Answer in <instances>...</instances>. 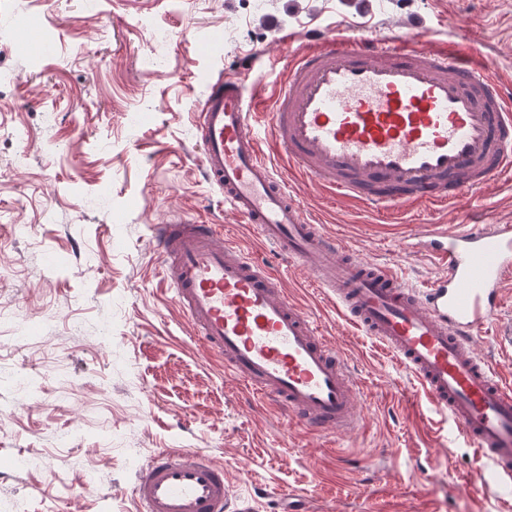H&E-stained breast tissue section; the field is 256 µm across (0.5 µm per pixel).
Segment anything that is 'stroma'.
<instances>
[{
  "label": "stroma",
  "instance_id": "stroma-1",
  "mask_svg": "<svg viewBox=\"0 0 512 512\" xmlns=\"http://www.w3.org/2000/svg\"><path fill=\"white\" fill-rule=\"evenodd\" d=\"M428 47L468 41L512 80V0H0V512H135L134 475L161 448L224 467L234 512H512L462 498L483 469L416 377L348 323L204 181L193 112L212 76L269 102L312 33ZM291 189L342 247L427 287L428 225L512 222V187L398 215ZM223 224L268 261L342 350L357 435L315 432L225 374L164 294L153 225Z\"/></svg>",
  "mask_w": 512,
  "mask_h": 512
}]
</instances>
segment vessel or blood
<instances>
[{"label":"vessel or blood","instance_id":"b4317fda","mask_svg":"<svg viewBox=\"0 0 512 512\" xmlns=\"http://www.w3.org/2000/svg\"><path fill=\"white\" fill-rule=\"evenodd\" d=\"M252 98L214 76L194 112L201 166L263 244L297 263L346 319L378 340L448 414L490 470L461 478L458 496L512 490V381L477 355L512 286V225L433 226L425 243L441 275L412 289L387 265L343 249L303 216L298 174L382 213L445 208L512 178V86L455 48H420L399 30L381 39L313 34L288 56L270 104L275 159L264 158ZM161 281L196 341L226 373L309 428L354 435L364 419L346 357L291 302L280 277L219 224L184 217L155 225ZM137 512H227L233 490L206 454L164 448L134 478Z\"/></svg>","mask_w":512,"mask_h":512}]
</instances>
